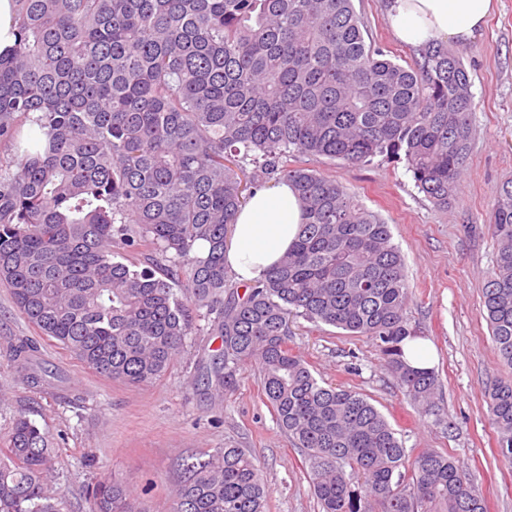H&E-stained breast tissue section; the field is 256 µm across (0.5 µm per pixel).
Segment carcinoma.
<instances>
[{"label":"carcinoma","mask_w":512,"mask_h":512,"mask_svg":"<svg viewBox=\"0 0 512 512\" xmlns=\"http://www.w3.org/2000/svg\"><path fill=\"white\" fill-rule=\"evenodd\" d=\"M0 52V283L41 333L99 376L147 385L172 367L206 309L220 339L202 380L219 391L260 365L278 429L310 461L321 512H487L463 467L413 460L357 391L319 381L288 345L301 318L365 336L422 408L438 375L403 359L417 336L389 225L300 163L403 162L438 207L470 155L471 81L461 54L419 49L401 65L368 44L352 0H12ZM271 179L304 222L281 261L239 294L224 239ZM499 243L482 288L496 356L512 368V180L496 189ZM208 244L206 255L197 246ZM151 252L145 266L136 255ZM183 297H178L176 291ZM10 343L21 380L47 370ZM499 456L512 464V376L487 390ZM57 446L26 416L0 445V512H61ZM170 512H265L243 448L184 460ZM93 512H146L109 479Z\"/></svg>","instance_id":"cac0c4a2"}]
</instances>
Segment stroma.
<instances>
[{
	"label": "stroma",
	"instance_id": "stroma-1",
	"mask_svg": "<svg viewBox=\"0 0 512 512\" xmlns=\"http://www.w3.org/2000/svg\"><path fill=\"white\" fill-rule=\"evenodd\" d=\"M365 39L394 61H412L384 15V0H353ZM471 80V154L456 196L437 208L415 187L404 163L374 159L348 165L307 158L354 193L391 228L405 259L412 327L429 343L440 390L431 410L418 406L387 368L373 342L296 320L288 344L316 377L366 394L397 432L408 456L435 448L455 457L488 512H512V467L501 461L486 390L508 369L493 353L482 286L497 241L486 224L499 184L512 179V0H499L482 34L464 48ZM199 319L174 367L159 381L131 386L101 378L40 336L0 285V439L18 414L57 439L54 487L62 512H91L86 488L108 478L133 490L147 512H168L181 458L242 448L268 488L267 512H320L310 464L282 434L265 404L258 365L247 364L222 393L204 394L200 367L220 344ZM35 340L53 375L38 390L17 376L3 351L17 337Z\"/></svg>",
	"mask_w": 512,
	"mask_h": 512
}]
</instances>
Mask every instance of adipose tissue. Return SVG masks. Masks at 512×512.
<instances>
[{
  "mask_svg": "<svg viewBox=\"0 0 512 512\" xmlns=\"http://www.w3.org/2000/svg\"><path fill=\"white\" fill-rule=\"evenodd\" d=\"M496 0H386L385 16L399 41L415 48L473 41ZM303 221L301 203L285 182L261 187L239 208L224 242V266L236 280L260 278L288 251Z\"/></svg>",
  "mask_w": 512,
  "mask_h": 512,
  "instance_id": "obj_1",
  "label": "adipose tissue"
}]
</instances>
